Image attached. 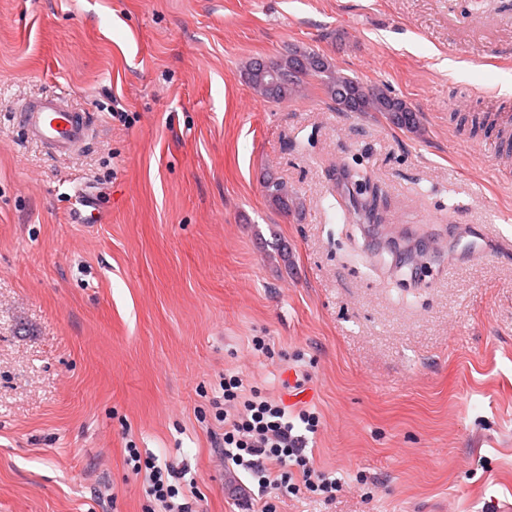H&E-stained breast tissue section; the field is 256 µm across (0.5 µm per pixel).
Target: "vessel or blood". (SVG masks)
Listing matches in <instances>:
<instances>
[{
	"label": "vessel or blood",
	"instance_id": "obj_1",
	"mask_svg": "<svg viewBox=\"0 0 512 512\" xmlns=\"http://www.w3.org/2000/svg\"><path fill=\"white\" fill-rule=\"evenodd\" d=\"M16 119L26 134L64 155L86 142L91 132L87 114L70 108L62 96L23 102Z\"/></svg>",
	"mask_w": 512,
	"mask_h": 512
}]
</instances>
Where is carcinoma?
Wrapping results in <instances>:
<instances>
[{
    "label": "carcinoma",
    "mask_w": 512,
    "mask_h": 512,
    "mask_svg": "<svg viewBox=\"0 0 512 512\" xmlns=\"http://www.w3.org/2000/svg\"><path fill=\"white\" fill-rule=\"evenodd\" d=\"M275 72L252 61L244 67L248 85L262 98L289 101L313 86L329 98L339 112H376L400 130H421V114L405 100L380 86H365L347 77L320 52L293 47L274 62ZM265 196L279 212L287 215L301 208V201L288 184L269 178L263 185Z\"/></svg>",
    "instance_id": "carcinoma-1"
}]
</instances>
